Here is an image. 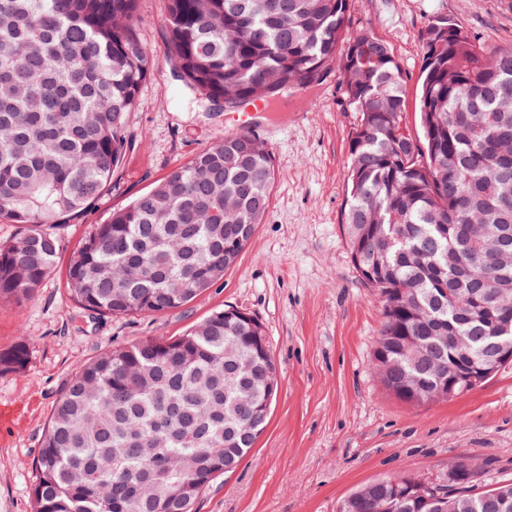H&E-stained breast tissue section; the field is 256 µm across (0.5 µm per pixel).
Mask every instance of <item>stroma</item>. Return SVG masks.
<instances>
[{
  "label": "stroma",
  "instance_id": "1",
  "mask_svg": "<svg viewBox=\"0 0 512 512\" xmlns=\"http://www.w3.org/2000/svg\"><path fill=\"white\" fill-rule=\"evenodd\" d=\"M350 14L352 30L371 29L391 45L414 137L419 32L433 16L455 20L489 51L512 49V0H351ZM167 18V0H138L135 30L153 70L110 185L82 215L57 225V265L34 294L0 303V351L20 342L29 350L25 370L0 375V512H34L43 433L82 365L111 347L181 335L227 305L263 325L278 392L252 451L201 493L194 512H336L377 479L447 483L449 463L463 456L478 466L475 491L512 483V364L471 392L421 406L396 399L373 369L383 306L341 229L348 137L359 114L338 69L314 88L288 89L255 121L252 131L273 158L270 205L222 280L184 307L148 316L98 315L73 300L65 287L69 257L93 225L244 119V109H225L178 81Z\"/></svg>",
  "mask_w": 512,
  "mask_h": 512
}]
</instances>
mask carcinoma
I'll return each mask as SVG.
<instances>
[{
  "label": "carcinoma",
  "instance_id": "obj_1",
  "mask_svg": "<svg viewBox=\"0 0 512 512\" xmlns=\"http://www.w3.org/2000/svg\"><path fill=\"white\" fill-rule=\"evenodd\" d=\"M138 0H0V301L33 295L54 270V227L83 213L125 153L128 113L151 74L135 36ZM351 0H167L184 85L210 101L270 103L313 87L331 65L359 122L348 142L342 215L354 266L379 291L374 351L384 387L422 405L480 386L463 365L498 369L512 335V50L489 53L446 16L421 31V135L403 127V74L388 42L350 33ZM271 153L237 129L112 210L68 264L85 310L134 317L180 308L224 277L262 223ZM242 311L212 312L185 334L112 348L62 390L43 434L34 512H192L264 431L272 354ZM29 353H0V374ZM448 484L370 482L338 512H512V484L471 493L455 460Z\"/></svg>",
  "mask_w": 512,
  "mask_h": 512
}]
</instances>
